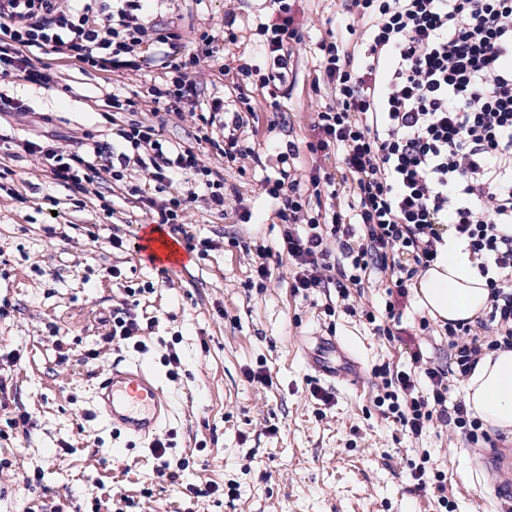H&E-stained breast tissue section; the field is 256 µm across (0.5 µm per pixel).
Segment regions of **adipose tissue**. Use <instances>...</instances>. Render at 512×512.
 I'll return each mask as SVG.
<instances>
[{"label": "adipose tissue", "instance_id": "adipose-tissue-1", "mask_svg": "<svg viewBox=\"0 0 512 512\" xmlns=\"http://www.w3.org/2000/svg\"><path fill=\"white\" fill-rule=\"evenodd\" d=\"M489 290L462 247L448 242L415 289L420 307L436 320H474L483 315ZM465 401L485 427L512 434V349L484 355L464 386Z\"/></svg>", "mask_w": 512, "mask_h": 512}]
</instances>
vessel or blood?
<instances>
[{"instance_id": "vessel-or-blood-1", "label": "vessel or blood", "mask_w": 512, "mask_h": 512, "mask_svg": "<svg viewBox=\"0 0 512 512\" xmlns=\"http://www.w3.org/2000/svg\"><path fill=\"white\" fill-rule=\"evenodd\" d=\"M144 247L154 265L170 268L185 262L180 244L164 235L149 236ZM311 343L308 364L328 380L344 376L336 365L335 339L315 336ZM89 413L127 442L152 443L170 424L174 407L154 373L142 361L129 360L99 376Z\"/></svg>"}]
</instances>
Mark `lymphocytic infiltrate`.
<instances>
[{"label": "lymphocytic infiltrate", "mask_w": 512, "mask_h": 512, "mask_svg": "<svg viewBox=\"0 0 512 512\" xmlns=\"http://www.w3.org/2000/svg\"><path fill=\"white\" fill-rule=\"evenodd\" d=\"M150 3L0 0V82L48 88L57 61L119 77L157 59L152 110L190 114L192 143L165 139L140 117L139 100L116 90L108 108L132 115L117 126L116 147L30 138L20 148L55 184L83 195L102 174L121 181L139 169L145 181L130 185V196L152 223L178 231L197 202L225 216L240 193L223 169L245 173L261 156L251 143L256 128L236 105L199 100L196 69L213 58L215 35L200 34L202 53L181 54L182 33L152 23ZM270 6L257 27L268 66L257 81L268 89L286 78L303 40L294 0ZM343 17L347 31L360 26L366 37L319 44L328 101L306 147L315 164L299 170L295 142L269 146L281 167L264 190L278 205L291 286L307 293L332 285L345 299L367 274L389 273L382 313L360 315L398 338L415 278L453 236L489 288L485 336L472 337L464 321L445 323L453 371L423 367L413 351L412 370L385 381L377 402L413 436L438 420L475 442L481 421L465 402L449 403L448 390L484 353L512 348V0H344Z\"/></svg>", "instance_id": "obj_1"}]
</instances>
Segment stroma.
<instances>
[{
	"instance_id": "stroma-1",
	"label": "stroma",
	"mask_w": 512,
	"mask_h": 512,
	"mask_svg": "<svg viewBox=\"0 0 512 512\" xmlns=\"http://www.w3.org/2000/svg\"><path fill=\"white\" fill-rule=\"evenodd\" d=\"M304 44L292 73L275 92L243 84L240 70L265 60L255 33L269 17L264 0H156L155 16L176 21L184 52L201 51L202 31L216 33V66L195 75L204 99L235 97L246 86L259 117L254 137L259 167L245 174L225 171L242 194L252 221L237 212L221 219L203 204L192 206L185 229L210 240L205 254L171 272L157 285L156 268L135 249L112 248L119 236L135 240L149 223L135 207L126 184L104 178L81 206L70 192L52 184L44 166L22 153L0 150V170H13L23 200L0 192V512H445L436 495L416 490L410 462L428 456L431 471L446 475L445 494L454 512H501L512 497V467L488 471L474 460L476 450L512 455V442L497 432L471 443L460 430L436 421L411 437L376 405L382 388L376 367H409L421 350L431 366L448 367L453 351L447 337L420 331L423 314L409 306L401 341L379 334L365 319L339 306L335 288L303 295L289 286L292 264L279 254L282 226L277 206L263 191L264 178L279 162L269 142L301 146L299 165L312 163L314 112L323 97L312 86L321 79L318 43L344 35L336 20L342 0H301ZM234 12V37L224 36V15ZM51 88L0 85V92L27 99L30 114L0 117V136H47L59 146L75 138L105 144L112 125L104 97L112 82L99 72H82L58 62ZM57 198L63 223H51L45 196ZM110 200L114 213L104 212ZM271 251L273 275L264 285L252 279L255 249ZM117 268L119 279L106 277ZM136 289L138 313L151 323L144 348L107 343L112 312ZM334 305L335 317L323 314ZM336 337L358 364L353 378L318 377L305 362L311 336ZM175 347L177 375L164 356ZM93 363H85L90 352ZM137 357L152 364L174 400V417L163 431L171 442L170 464L189 459L178 485L158 472L146 444L126 445L110 430L85 418L94 384L112 364ZM264 371L263 385L249 378ZM332 396L315 400L311 386ZM29 424H20L23 414ZM493 484L498 497L485 494ZM237 485L238 497L224 492Z\"/></svg>"
}]
</instances>
